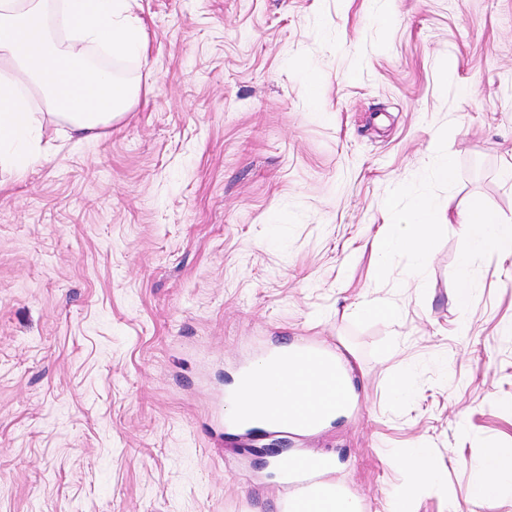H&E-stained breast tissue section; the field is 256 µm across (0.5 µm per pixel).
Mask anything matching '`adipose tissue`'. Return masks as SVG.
Returning a JSON list of instances; mask_svg holds the SVG:
<instances>
[{"label": "adipose tissue", "instance_id": "ef3b65f1", "mask_svg": "<svg viewBox=\"0 0 512 512\" xmlns=\"http://www.w3.org/2000/svg\"><path fill=\"white\" fill-rule=\"evenodd\" d=\"M134 0H0V169L24 172L54 147L47 118L64 124L69 138L99 137L120 121L140 97L139 77L97 63L94 49L108 46L116 59L145 56L147 40ZM458 222L472 250L512 256V222L475 202ZM437 224L426 201H419L407 224L387 225L376 248H400L425 257ZM300 378L284 388H259L247 400L258 406L309 402ZM486 479L473 496L488 502L512 484V448L488 449Z\"/></svg>", "mask_w": 512, "mask_h": 512}]
</instances>
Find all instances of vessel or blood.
<instances>
[{
	"label": "vessel or blood",
	"mask_w": 512,
	"mask_h": 512,
	"mask_svg": "<svg viewBox=\"0 0 512 512\" xmlns=\"http://www.w3.org/2000/svg\"><path fill=\"white\" fill-rule=\"evenodd\" d=\"M268 355L265 384L285 382L291 370L299 369L309 374L316 396L303 405L281 410L249 407L244 397H237L236 402L243 410L239 417L226 421L229 433L257 443L269 436L309 434L334 417L331 398L342 389L344 380L326 346L315 342L293 345L283 342L270 347ZM331 466L332 460L325 454L304 453L283 463V478L295 502H303L312 484L325 478Z\"/></svg>",
	"instance_id": "1"
}]
</instances>
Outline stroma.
<instances>
[{
    "mask_svg": "<svg viewBox=\"0 0 512 512\" xmlns=\"http://www.w3.org/2000/svg\"><path fill=\"white\" fill-rule=\"evenodd\" d=\"M139 2L147 94L0 170V512H288L269 453L217 431L273 336L350 351L354 410L276 446L333 454L358 512L417 448L439 480L411 512H512V489L471 495L512 448V257L443 220L512 219V0ZM422 198L442 223L420 275L396 250L379 276L381 225Z\"/></svg>",
    "mask_w": 512,
    "mask_h": 512,
    "instance_id": "obj_1",
    "label": "stroma"
}]
</instances>
